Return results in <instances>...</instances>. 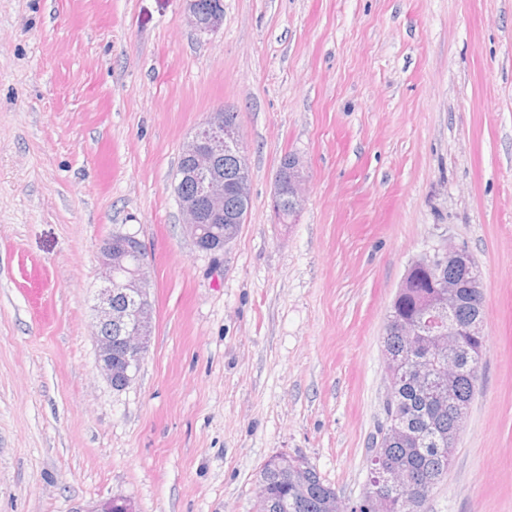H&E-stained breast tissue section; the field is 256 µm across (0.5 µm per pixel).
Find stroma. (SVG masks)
<instances>
[{"mask_svg":"<svg viewBox=\"0 0 512 512\" xmlns=\"http://www.w3.org/2000/svg\"><path fill=\"white\" fill-rule=\"evenodd\" d=\"M237 114L252 204L219 255L183 232L182 145ZM307 165L295 223L273 207ZM147 248L130 384L95 369L97 248ZM486 274L477 392L421 512H512V0H0V512H256L305 458L353 512L384 419L382 349L441 237ZM186 18L190 26L199 34L217 33L224 22V4L223 0H200L201 3L209 5L211 2L217 3L210 13L204 14L200 11L198 0H184ZM286 156L281 162L280 171L286 174L285 161ZM282 173H277L275 177L274 194H273V210L275 214H279L284 206L285 208L279 217L282 222H287L292 217L289 212L292 211L297 215L305 201V189L307 185L306 169L303 161L296 155H291L288 159L287 176L284 177ZM289 209V210H288Z\"/></svg>","mask_w":512,"mask_h":512,"instance_id":"stroma-1","label":"stroma"}]
</instances>
